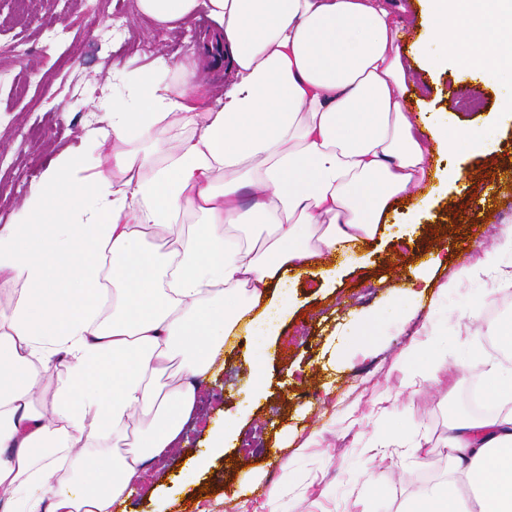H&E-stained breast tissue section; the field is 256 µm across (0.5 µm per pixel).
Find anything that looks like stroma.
Returning <instances> with one entry per match:
<instances>
[{
    "instance_id": "stroma-1",
    "label": "stroma",
    "mask_w": 512,
    "mask_h": 512,
    "mask_svg": "<svg viewBox=\"0 0 512 512\" xmlns=\"http://www.w3.org/2000/svg\"><path fill=\"white\" fill-rule=\"evenodd\" d=\"M404 3L412 21L400 47L414 59L407 109L439 121L498 123L496 149L469 161L465 192L441 196L419 217L413 242L381 232L355 262L335 264L331 287L305 276L289 281L293 309L271 339L263 395L250 398L251 346L238 339L218 378L200 384L182 444L149 463L127 512H155L170 497L179 512H269L273 504L279 512H399L446 472L448 409L480 388V371L425 382L416 364L442 351L452 358L497 352L464 318L491 283L460 270L479 258L476 243L491 247L512 226V113L502 99L512 84L499 77L480 83L456 65H433L441 48L414 45L424 0ZM30 10L29 0H0V225L10 223L50 159L84 152L89 132L105 125L104 105L119 93L121 77L163 57L175 66L168 81L184 82L210 26L202 14L161 41L133 0H52L32 20ZM452 202L465 223H447ZM394 272L420 273L426 283L407 321L381 312ZM373 316L379 336L335 354L341 324ZM240 407L237 435L194 480L191 468L211 429ZM424 436L438 446L428 456L415 451ZM273 455L282 460L274 471Z\"/></svg>"
}]
</instances>
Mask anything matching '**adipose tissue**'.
<instances>
[{
	"mask_svg": "<svg viewBox=\"0 0 512 512\" xmlns=\"http://www.w3.org/2000/svg\"><path fill=\"white\" fill-rule=\"evenodd\" d=\"M157 32L213 22L200 59L234 77L211 99L204 81L166 82L158 59L113 98L90 154L61 152L12 223L0 226V281L26 289L0 313V512H114L144 463L166 454L229 337L265 313L251 388L265 386L267 336L289 299L269 291L358 252L396 201L427 181L466 191L463 166L489 128L413 120L396 0H136ZM424 44L477 79L512 74V0H425ZM452 162L433 168L426 140ZM167 142L161 158L132 141ZM255 199L241 208L239 195ZM195 216L167 252L146 233ZM261 224L242 247L227 227ZM512 228L472 267L512 288ZM497 345L470 356L495 406L448 420V471L402 512H512V317L488 322ZM69 375L50 409L34 397L55 357ZM138 430H131L134 420ZM131 441L129 450L119 445Z\"/></svg>",
	"mask_w": 512,
	"mask_h": 512,
	"instance_id": "ef3b65f1",
	"label": "adipose tissue"
}]
</instances>
